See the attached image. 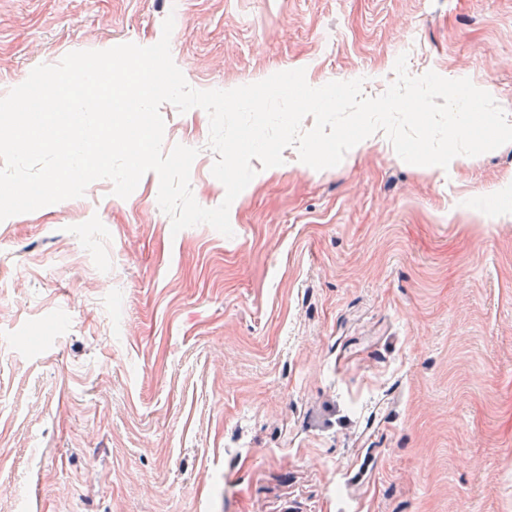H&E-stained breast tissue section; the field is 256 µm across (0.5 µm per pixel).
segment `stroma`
I'll list each match as a JSON object with an SVG mask.
<instances>
[{
    "instance_id": "35a3bbf8",
    "label": "stroma",
    "mask_w": 512,
    "mask_h": 512,
    "mask_svg": "<svg viewBox=\"0 0 512 512\" xmlns=\"http://www.w3.org/2000/svg\"><path fill=\"white\" fill-rule=\"evenodd\" d=\"M169 16L198 90L301 68L374 97L404 53L512 119V0H0V97ZM160 112L217 207L208 114ZM283 158L229 237L172 233L152 172L0 222V512H512V143L445 169L381 132L332 168Z\"/></svg>"
}]
</instances>
